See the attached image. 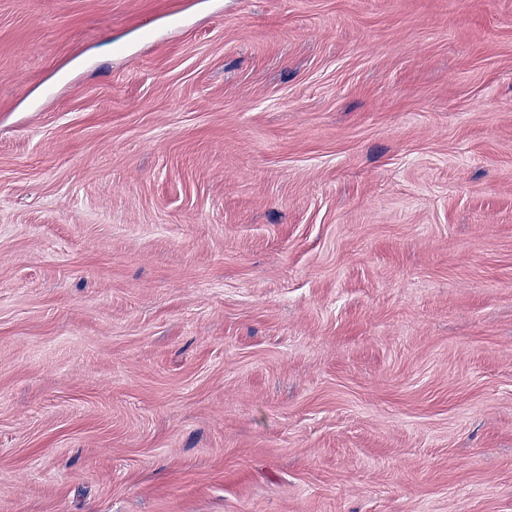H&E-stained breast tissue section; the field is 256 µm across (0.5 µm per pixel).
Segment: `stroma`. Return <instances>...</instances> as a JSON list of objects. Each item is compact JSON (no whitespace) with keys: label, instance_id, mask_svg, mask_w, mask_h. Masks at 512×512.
I'll use <instances>...</instances> for the list:
<instances>
[{"label":"stroma","instance_id":"1","mask_svg":"<svg viewBox=\"0 0 512 512\" xmlns=\"http://www.w3.org/2000/svg\"><path fill=\"white\" fill-rule=\"evenodd\" d=\"M0 512H512V0H0Z\"/></svg>","mask_w":512,"mask_h":512}]
</instances>
